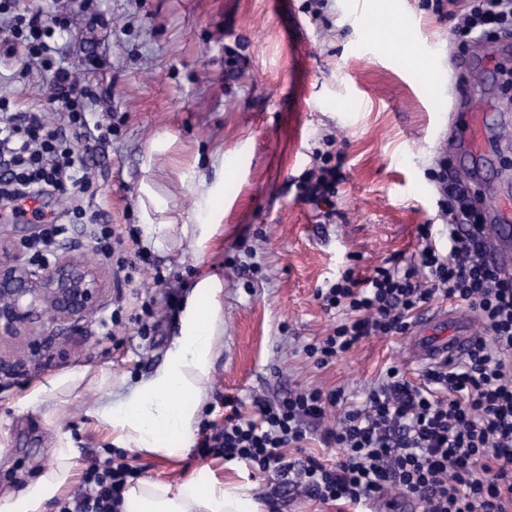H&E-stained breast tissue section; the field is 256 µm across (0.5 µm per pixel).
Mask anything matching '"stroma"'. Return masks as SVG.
<instances>
[{
	"mask_svg": "<svg viewBox=\"0 0 512 512\" xmlns=\"http://www.w3.org/2000/svg\"><path fill=\"white\" fill-rule=\"evenodd\" d=\"M105 24L89 30L72 4L59 56L73 66L97 56L99 101L91 122L111 126L91 161L87 212L134 228L144 260L132 282L118 279L98 255L88 224H69L56 199L47 215L69 224L64 246L99 270L104 306L74 332L54 337L50 356L30 355V337L0 344V355L26 360L18 376L0 375V492L36 480L58 442L70 438L74 473L82 475L112 450L109 428L86 414L128 395L138 376L159 368L179 334L180 305L195 283L224 282V349L207 388L200 419H221L218 396L276 398L301 383L344 388L362 401L387 364L415 372L403 337L362 340L323 369L302 347L328 334L336 320L315 293L338 272L367 274L417 250V227L439 223V195L429 170L437 157L458 169L455 128L460 102L487 106L499 133L489 149L488 179L471 194L488 200L487 182L512 195V90L463 69L478 51L452 39L427 0H329L313 16L306 0H97ZM244 64L224 76V51ZM439 57L430 91L406 65L407 53ZM19 59L0 60V92L21 110H50L49 79H19ZM337 138L343 180L335 223H320L298 199L295 180L312 165L323 137ZM223 181L210 215L218 232L199 249L184 225L200 220L199 178ZM165 275L156 282L155 273ZM152 302L156 330L134 321ZM119 324H110L113 308ZM145 476L178 487L188 478H218L242 486L273 511L270 481L243 464L128 452Z\"/></svg>",
	"mask_w": 512,
	"mask_h": 512,
	"instance_id": "35a3bbf8",
	"label": "stroma"
}]
</instances>
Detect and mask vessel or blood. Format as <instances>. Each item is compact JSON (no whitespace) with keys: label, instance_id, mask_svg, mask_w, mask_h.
Instances as JSON below:
<instances>
[{"label":"vessel or blood","instance_id":"b4317fda","mask_svg":"<svg viewBox=\"0 0 512 512\" xmlns=\"http://www.w3.org/2000/svg\"><path fill=\"white\" fill-rule=\"evenodd\" d=\"M494 129L481 111L465 113L456 131L462 166L468 175L480 170L485 146ZM484 235L491 261L505 275H512V207L491 210L486 216ZM476 340L472 319L466 313L440 306L419 318L406 338L413 363L430 366L459 358Z\"/></svg>","mask_w":512,"mask_h":512}]
</instances>
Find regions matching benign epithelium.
I'll list each match as a JSON object with an SVG mask.
<instances>
[{
  "instance_id": "7a95c632",
  "label": "benign epithelium",
  "mask_w": 512,
  "mask_h": 512,
  "mask_svg": "<svg viewBox=\"0 0 512 512\" xmlns=\"http://www.w3.org/2000/svg\"><path fill=\"white\" fill-rule=\"evenodd\" d=\"M99 272L63 252L35 264L15 244L0 241V341L36 332L45 336L61 324L78 327L102 300Z\"/></svg>"
}]
</instances>
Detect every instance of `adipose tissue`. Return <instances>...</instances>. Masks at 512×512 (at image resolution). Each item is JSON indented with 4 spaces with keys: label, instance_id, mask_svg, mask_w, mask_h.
Returning a JSON list of instances; mask_svg holds the SVG:
<instances>
[{
    "label": "adipose tissue",
    "instance_id": "1",
    "mask_svg": "<svg viewBox=\"0 0 512 512\" xmlns=\"http://www.w3.org/2000/svg\"><path fill=\"white\" fill-rule=\"evenodd\" d=\"M221 281L201 279L181 310L180 335L151 376L140 380L127 398L94 409L98 421L111 427L118 447L181 457L193 445V426L206 398L223 346ZM72 448H56L48 469L34 482L0 497V512H44L45 503L73 477ZM127 512H260V506L238 485L216 479H192L179 488L139 480L124 493Z\"/></svg>",
    "mask_w": 512,
    "mask_h": 512
}]
</instances>
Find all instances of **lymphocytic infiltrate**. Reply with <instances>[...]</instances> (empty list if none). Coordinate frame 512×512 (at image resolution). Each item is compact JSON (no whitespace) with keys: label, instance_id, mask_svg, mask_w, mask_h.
Segmentation results:
<instances>
[{"label":"lymphocytic infiltrate","instance_id":"lymphocytic-infiltrate-1","mask_svg":"<svg viewBox=\"0 0 512 512\" xmlns=\"http://www.w3.org/2000/svg\"><path fill=\"white\" fill-rule=\"evenodd\" d=\"M19 0H0V52L22 54L20 78L48 71L50 96L65 117L48 121L40 111H17L0 94V204L16 217L32 216L45 227L29 247L50 252L85 211L71 204L70 224L45 221L38 203L68 187H91L89 156L100 137L87 117L96 93L58 63L55 34L67 27L70 0H55L57 12H17ZM438 20H453V37L473 42L512 35V0H433ZM335 138L313 153L312 168L297 181L299 197L320 218L336 214ZM440 196L441 227H417L418 251L405 263L388 262L366 276L343 270L317 289L316 298L337 322L303 353L317 367L335 364L362 339L405 334L414 316L436 300L467 308L483 325L469 354L434 365L410 380L400 367L380 373L362 402L344 390L297 385L282 396L250 401L224 395L223 421L199 425L196 451L204 458L245 463L251 474L276 480L289 496L363 508L383 504L393 512L400 498L421 512H512V278L487 257L486 216L464 180L446 161L432 171ZM341 408L337 423L326 420ZM338 449L334 460L302 456L310 441ZM141 475L123 455L106 458L83 474L80 489L59 512H123L124 492Z\"/></svg>","mask_w":512,"mask_h":512}]
</instances>
